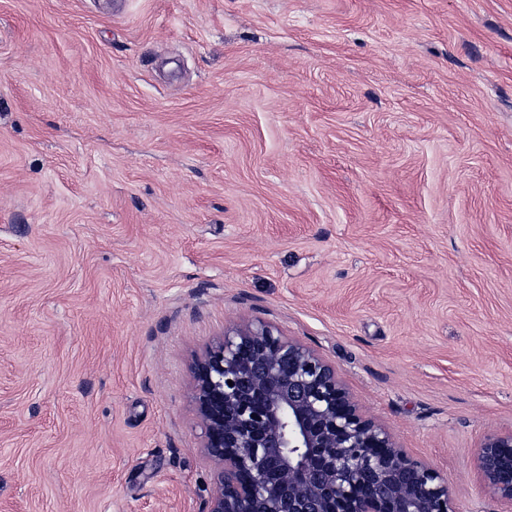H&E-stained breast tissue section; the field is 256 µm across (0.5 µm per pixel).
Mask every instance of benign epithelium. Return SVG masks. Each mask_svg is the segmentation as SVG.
I'll use <instances>...</instances> for the list:
<instances>
[{"mask_svg": "<svg viewBox=\"0 0 512 512\" xmlns=\"http://www.w3.org/2000/svg\"><path fill=\"white\" fill-rule=\"evenodd\" d=\"M192 397L215 489L200 512H455L448 482L363 416L316 351L262 320L196 356ZM478 473L512 506V433L484 438Z\"/></svg>", "mask_w": 512, "mask_h": 512, "instance_id": "obj_1", "label": "benign epithelium"}]
</instances>
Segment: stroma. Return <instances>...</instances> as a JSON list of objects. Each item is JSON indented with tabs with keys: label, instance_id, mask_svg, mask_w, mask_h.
I'll use <instances>...</instances> for the list:
<instances>
[{
	"label": "stroma",
	"instance_id": "35a3bbf8",
	"mask_svg": "<svg viewBox=\"0 0 512 512\" xmlns=\"http://www.w3.org/2000/svg\"><path fill=\"white\" fill-rule=\"evenodd\" d=\"M243 319L501 512L512 0H0V512H198ZM478 473L495 499L512 506V433L484 438L477 458ZM508 474H505V470Z\"/></svg>",
	"mask_w": 512,
	"mask_h": 512
}]
</instances>
